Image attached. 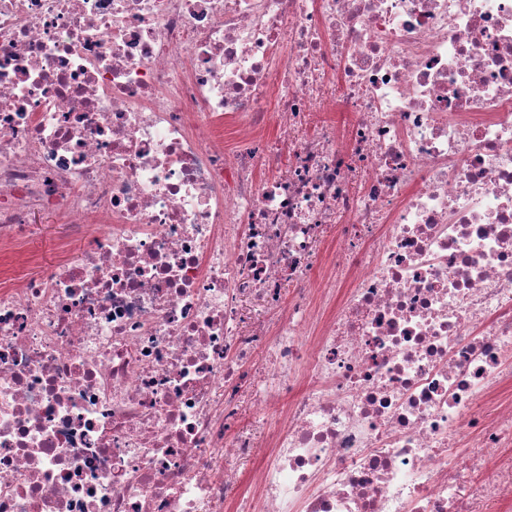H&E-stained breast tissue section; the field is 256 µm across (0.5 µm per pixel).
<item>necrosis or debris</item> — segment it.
I'll use <instances>...</instances> for the list:
<instances>
[{"mask_svg": "<svg viewBox=\"0 0 512 512\" xmlns=\"http://www.w3.org/2000/svg\"><path fill=\"white\" fill-rule=\"evenodd\" d=\"M39 214L0 512H512V0H0ZM38 224H33V235L28 239L25 247L26 253L46 262H53L65 258H73L80 251V243L72 240L65 252L58 250L60 241L68 238L65 224H59L50 215L38 218Z\"/></svg>", "mask_w": 512, "mask_h": 512, "instance_id": "1", "label": "necrosis or debris"}]
</instances>
